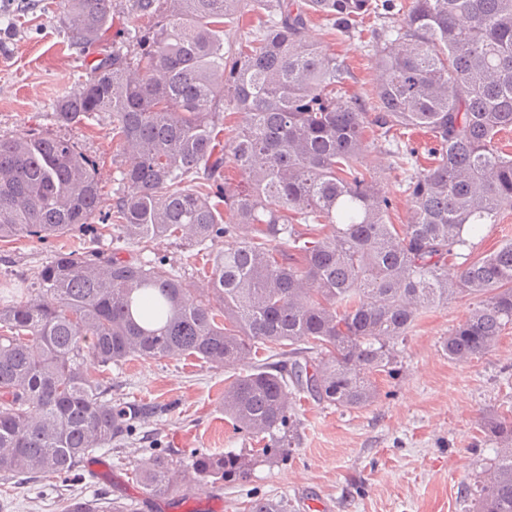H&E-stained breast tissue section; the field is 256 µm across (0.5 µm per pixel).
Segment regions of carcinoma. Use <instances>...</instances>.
<instances>
[{"instance_id": "1", "label": "carcinoma", "mask_w": 512, "mask_h": 512, "mask_svg": "<svg viewBox=\"0 0 512 512\" xmlns=\"http://www.w3.org/2000/svg\"><path fill=\"white\" fill-rule=\"evenodd\" d=\"M153 19L101 48L113 0H61L69 45L96 54L90 77L54 105L60 125L108 117L120 179L113 221L132 243L166 239L215 251L205 287L103 250L59 253L21 299L0 301V482L79 475L85 459L132 434L155 408L112 406V366L131 357L256 363L224 387V416L265 442L292 445L293 396L341 408L377 399L373 375L396 362L420 313L477 300L443 342L448 358L489 350L512 325V241L464 254L483 224L512 209V0H132ZM262 33L224 45L245 12ZM382 31L371 100L342 92L345 60L309 41L315 19L341 36ZM241 122L222 140L225 109ZM431 136L430 164L397 147L410 219L362 165L396 129ZM238 169L240 186L225 175ZM96 164L73 142L28 130L0 136V242L86 230L100 213ZM496 444L475 512H512V417L483 422ZM250 461L200 452L186 476L154 451L136 476L153 495L235 482ZM61 512L105 511L80 494ZM249 512H288L256 499Z\"/></svg>"}]
</instances>
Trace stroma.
<instances>
[{"instance_id": "1", "label": "stroma", "mask_w": 512, "mask_h": 512, "mask_svg": "<svg viewBox=\"0 0 512 512\" xmlns=\"http://www.w3.org/2000/svg\"><path fill=\"white\" fill-rule=\"evenodd\" d=\"M15 2L0 11V135L37 129L70 139L96 159L103 200L102 215L93 221L100 238L73 233L0 243V296H24L37 266L59 252L117 250L132 260L150 256L178 268L206 267L207 256L198 250L157 240L144 251L107 226L104 216L112 211L119 177L110 128L93 120L61 127L51 117L53 103L87 79L90 61L68 45L58 0ZM385 25L374 19L362 37L338 38L318 24L309 38L346 59L349 93L367 99L377 81L371 46ZM364 164L394 200L392 222L407 223L411 201L401 191L403 175L389 144L370 148ZM474 305L457 298L421 313L399 344L391 371L375 374L373 404L336 408L302 396L291 410L296 433L284 457H263L257 440L225 418L224 388L235 369L193 358L130 359L112 371V397L157 407V415L131 442L95 451L104 464L98 477L85 472L75 481L49 478L15 495L0 484V500L11 499L12 512H58L63 499L104 495L149 512L153 497L135 477L143 449L160 450L185 465L198 449L251 454V476L221 489L194 486L183 499L185 512H211L215 500L223 501V512H248L257 498L287 501L288 512H308L314 500L325 503L326 512H471L489 455L482 422L494 414L512 416V325L470 361L451 360L443 350L445 338Z\"/></svg>"}]
</instances>
